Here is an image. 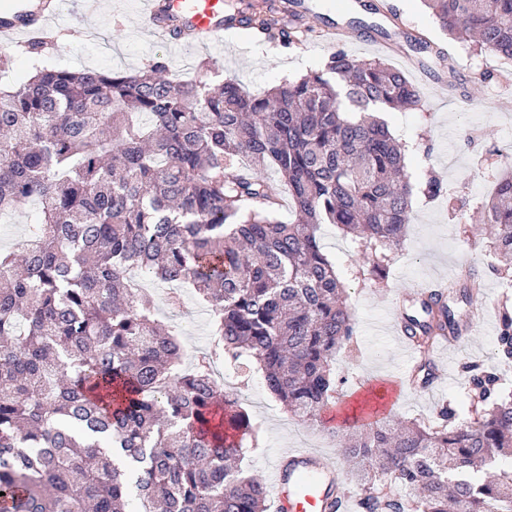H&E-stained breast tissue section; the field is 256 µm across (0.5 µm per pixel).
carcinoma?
<instances>
[{
    "label": "carcinoma",
    "mask_w": 512,
    "mask_h": 512,
    "mask_svg": "<svg viewBox=\"0 0 512 512\" xmlns=\"http://www.w3.org/2000/svg\"><path fill=\"white\" fill-rule=\"evenodd\" d=\"M423 2L448 35L512 60V0ZM251 9L247 24L271 40L311 32ZM167 69L40 68L0 88V216L40 208L23 257L0 252V512H266L261 477L232 467L256 430L213 365L261 370L291 416L315 420L356 325L318 229L352 235L374 281L403 244V148L367 114L421 103L402 71L338 50L252 94ZM446 192L433 174L423 183L427 198ZM482 221L511 269L512 171ZM131 265L211 307L213 345L192 369ZM482 282L472 267L421 303L409 335L454 330L453 305ZM494 359L512 361L506 309ZM468 370L483 386L467 392L474 422L448 403L431 425L343 433L359 512H512V395L488 368Z\"/></svg>",
    "instance_id": "cac0c4a2"
}]
</instances>
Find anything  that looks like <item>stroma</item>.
<instances>
[{
    "mask_svg": "<svg viewBox=\"0 0 512 512\" xmlns=\"http://www.w3.org/2000/svg\"><path fill=\"white\" fill-rule=\"evenodd\" d=\"M373 0H309L305 21L313 29L301 43L283 46L261 44L246 30H226L211 49L193 46L181 49L148 39L135 27L137 0H100L96 14L83 15V0H71L70 10L80 18L84 34H61L48 29L50 42L42 52L28 53L17 44L0 46V85L10 86L30 77L42 66L72 71L100 69L135 72L155 58H165L173 79H211L213 74L233 77L248 91L258 94L284 79H297L318 69L337 48L350 55L371 58L377 48L370 42L390 37L405 43L404 23H411L430 41L448 47L456 63L447 73L449 82L463 92L477 93L488 108L463 110L439 95L431 81L414 79L421 96L420 106L384 112L391 134L408 147L406 165L412 184L424 182L435 172L449 191L448 199L413 200L412 222L401 250L393 255L384 281L365 279L366 266L356 244L332 224L321 225L320 245L333 262L347 289V306L356 321V340L337 354L332 365L339 381L333 404L345 402L363 384L375 379L399 378L405 354L399 343L385 333L392 300L413 285L446 275L464 264L485 274L488 293L484 302L468 303L464 314L490 325V332L471 337L461 350L443 357L445 373L440 387L429 394H403L390 420L431 423L444 402L458 404L459 417L470 420L460 365L472 360L493 366L505 391H512V362L493 361L492 350L498 326V308L512 307V270H497V259L487 237L480 234L483 203L494 193L496 179L512 166V111L499 110L501 102L512 103V60L474 51L466 43L449 39L437 26L423 0H396V16L372 11ZM352 29L353 37L337 44L330 39L331 26ZM35 203L29 202L0 216V250L20 252L30 233ZM157 318L173 327L183 349L184 362L210 346V315L198 301L191 285H182L183 309H168V286L143 281ZM227 393L239 396L242 406L259 430L256 448L245 453L241 468L249 474H265L273 456L282 449L310 447L339 454L341 442L331 428L340 419L322 414L314 426L291 417L267 389L261 371L242 370L224 384Z\"/></svg>",
    "mask_w": 512,
    "mask_h": 512,
    "instance_id": "stroma-1",
    "label": "stroma"
}]
</instances>
